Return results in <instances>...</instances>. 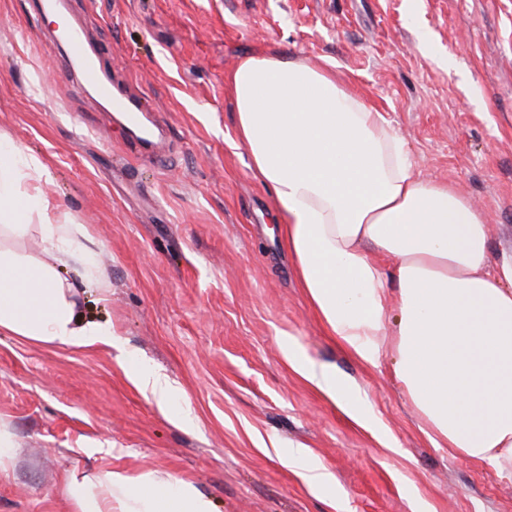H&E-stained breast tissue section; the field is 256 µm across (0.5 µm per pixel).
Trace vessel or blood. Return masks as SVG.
<instances>
[{
    "label": "vessel or blood",
    "instance_id": "1",
    "mask_svg": "<svg viewBox=\"0 0 512 512\" xmlns=\"http://www.w3.org/2000/svg\"><path fill=\"white\" fill-rule=\"evenodd\" d=\"M60 45L75 68L80 88L95 97L105 111L125 118L134 134L138 151L149 153L155 148L150 109L142 97L131 92L120 80L112 78L99 51L93 49L80 26H69L60 38Z\"/></svg>",
    "mask_w": 512,
    "mask_h": 512
}]
</instances>
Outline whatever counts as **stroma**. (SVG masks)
I'll return each instance as SVG.
<instances>
[{
  "label": "stroma",
  "instance_id": "obj_1",
  "mask_svg": "<svg viewBox=\"0 0 512 512\" xmlns=\"http://www.w3.org/2000/svg\"><path fill=\"white\" fill-rule=\"evenodd\" d=\"M111 73L153 105L164 137L129 133L79 88L35 18L0 0V137L48 167L42 189L94 251L70 265L85 318L113 346L0 332V512H75L70 475L153 470L192 483L212 512H512V475L421 434L391 361L369 368L309 305L269 186L238 139L227 78L256 54L333 63L384 112L427 180L445 181L512 252V0H66ZM346 379L366 428L288 361ZM167 378L160 411L122 366ZM191 412L192 425L181 416ZM303 449L301 464L286 457ZM330 472L325 492L304 477Z\"/></svg>",
  "mask_w": 512,
  "mask_h": 512
}]
</instances>
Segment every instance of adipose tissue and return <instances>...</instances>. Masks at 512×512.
<instances>
[{"instance_id":"obj_1","label":"adipose tissue","mask_w":512,"mask_h":512,"mask_svg":"<svg viewBox=\"0 0 512 512\" xmlns=\"http://www.w3.org/2000/svg\"><path fill=\"white\" fill-rule=\"evenodd\" d=\"M237 132L275 195L298 282L329 335L363 364L393 372L437 448L512 474V253L493 258L485 214L452 185L424 180L382 113L335 72L272 54L232 73ZM47 167L0 140V240L38 214L40 249L0 243V331L74 348L111 344L110 326L79 318L62 265L89 266L75 222L40 191ZM394 302L388 319L386 302ZM356 421L354 389L295 362ZM77 512H211L192 484L154 472L70 476Z\"/></svg>"}]
</instances>
